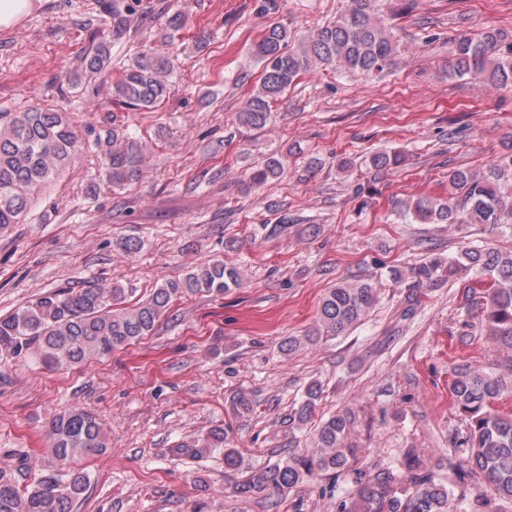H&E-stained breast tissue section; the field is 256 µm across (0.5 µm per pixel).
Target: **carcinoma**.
<instances>
[{
    "mask_svg": "<svg viewBox=\"0 0 512 512\" xmlns=\"http://www.w3.org/2000/svg\"><path fill=\"white\" fill-rule=\"evenodd\" d=\"M119 0L110 5L112 36L125 34ZM288 27L273 23L252 47L263 66L260 86L244 101L239 123L249 129L264 128L273 104L295 80L314 67L331 66L344 71L380 73L396 51L392 28L374 14V0H350V7L315 35L289 48ZM112 65L110 41L91 42L81 56L74 81H89ZM176 60L152 48L141 50L121 68L111 86L112 102L130 110H150L170 97ZM452 72L474 76L497 87H512V40L495 27L478 37L461 35L456 40ZM102 155L107 179L122 187L143 173L142 142L125 129L112 126L93 143ZM85 149L64 112L31 105L20 112L0 111V228L19 224L28 213L34 195L54 180ZM401 155L378 151L370 158L375 172L401 164ZM288 159L268 157L249 175L251 186L281 177ZM448 197L420 195L399 204L402 217L423 224H512V155L490 165L480 174L461 169L448 172ZM464 272L476 276L479 288H463L465 319L459 342L469 344L475 328H486L487 339L512 350V251L488 245H466L446 260L430 254L405 271L394 273L395 284L408 288L407 305L400 317L413 313L423 290ZM239 268L214 261L197 266L185 277L166 280L151 296L124 306L125 289L91 284L77 291L49 292L15 312L0 317V350L33 355L53 370H68L100 360L125 348L154 329L170 303L185 294L206 292L222 295L240 286ZM379 303L373 279L341 282L328 288L318 301L315 326L302 335L281 341L280 352L290 356L316 344L322 337L342 336L364 320ZM449 390L459 424L448 434L455 457L448 465L434 467L419 455L406 456V475L388 466L352 468L354 449L347 437L354 420L336 412L320 418L311 448L288 452L278 462L252 467L235 486V494L250 499L258 494L283 498L293 489L319 476L351 475V490L336 512H454L453 500L466 498L465 481L480 477L486 490L476 496L472 512H499L497 502H512V358L505 364L477 366L462 360L450 366ZM322 393L312 383L306 398L292 409L289 421L304 426L312 420ZM104 447V427L97 416L83 408L56 415L46 430L44 454L52 471L33 486L20 489L12 475L0 468V512H73L74 503L86 490L88 477L71 467L73 460ZM211 448L224 449V467L238 470L243 459L228 447L224 429L192 437L176 446L196 457ZM448 467L459 475V493L443 483L439 471Z\"/></svg>",
    "mask_w": 512,
    "mask_h": 512,
    "instance_id": "obj_1",
    "label": "carcinoma"
}]
</instances>
